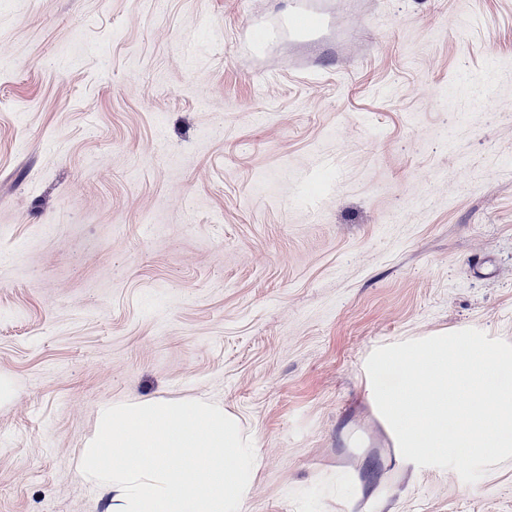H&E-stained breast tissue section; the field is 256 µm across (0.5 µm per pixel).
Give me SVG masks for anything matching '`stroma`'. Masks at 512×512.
Here are the masks:
<instances>
[{"mask_svg":"<svg viewBox=\"0 0 512 512\" xmlns=\"http://www.w3.org/2000/svg\"><path fill=\"white\" fill-rule=\"evenodd\" d=\"M469 328L512 343V0H0V512H112L100 406L188 397L257 442L242 512H512L364 394Z\"/></svg>","mask_w":512,"mask_h":512,"instance_id":"stroma-1","label":"stroma"}]
</instances>
